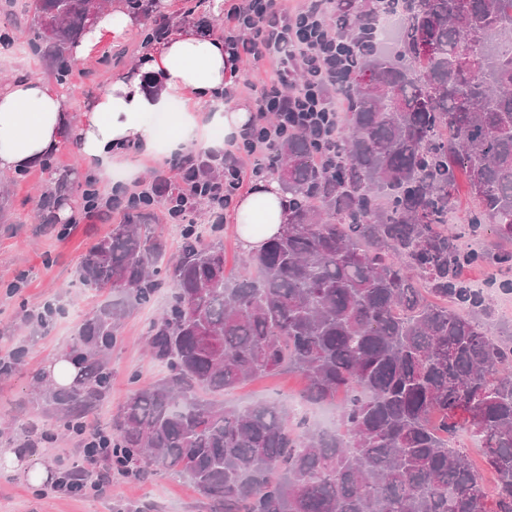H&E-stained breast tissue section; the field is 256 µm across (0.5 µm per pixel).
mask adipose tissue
Instances as JSON below:
<instances>
[{
  "instance_id": "obj_1",
  "label": "adipose tissue",
  "mask_w": 512,
  "mask_h": 512,
  "mask_svg": "<svg viewBox=\"0 0 512 512\" xmlns=\"http://www.w3.org/2000/svg\"><path fill=\"white\" fill-rule=\"evenodd\" d=\"M134 26V19L122 10L98 14L73 46L72 60H86L103 36L127 38ZM233 78L234 64L223 39L192 28L170 32L145 51L139 66L113 76L104 89L87 96L77 121L70 116L61 87L31 75L17 76L0 86V171L36 166L74 138L85 166L108 172L129 143L157 152L156 130L148 119L160 113L170 121L168 147L172 150L205 123L222 125L225 136H232L252 118L245 104L227 106L220 99ZM187 93L208 106L209 115L175 111V104ZM291 202L272 177L257 181L240 197L232 221L245 251L259 250L283 231Z\"/></svg>"
}]
</instances>
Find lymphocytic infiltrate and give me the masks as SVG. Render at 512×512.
I'll return each instance as SVG.
<instances>
[{
	"label": "lymphocytic infiltrate",
	"mask_w": 512,
	"mask_h": 512,
	"mask_svg": "<svg viewBox=\"0 0 512 512\" xmlns=\"http://www.w3.org/2000/svg\"><path fill=\"white\" fill-rule=\"evenodd\" d=\"M333 9V0H226L224 49L235 62L249 63L252 76L234 81L224 99H250L251 122L223 148L176 155L169 168L179 176V191L168 190L160 168L150 183L119 186L108 197L89 184L84 216L101 219L159 204L170 223L182 224L203 203L212 223H225L239 194L278 166V142L299 130L314 143L316 164H340L336 144L347 101L337 81L354 42L338 34ZM211 165L221 167V178L201 180Z\"/></svg>",
	"instance_id": "1"
}]
</instances>
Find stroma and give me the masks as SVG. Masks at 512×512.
Here are the masks:
<instances>
[{
    "label": "stroma",
    "instance_id": "1",
    "mask_svg": "<svg viewBox=\"0 0 512 512\" xmlns=\"http://www.w3.org/2000/svg\"><path fill=\"white\" fill-rule=\"evenodd\" d=\"M157 10L166 16L170 28L191 27L214 34L220 31L222 13L215 10L213 0H204L189 17L182 14L178 0H158ZM1 30L9 31L13 37L14 52L8 57L0 55V80L22 70L52 79L48 61L29 48L31 31L0 7ZM146 49L140 31L125 40L103 37L88 60L71 69L73 84L82 89L80 95L69 99L72 111H80L86 94L103 89L111 75L136 63ZM165 162L162 155L146 159L129 152L125 164L114 167L109 178L98 179L97 186L102 195L108 196L113 186L133 178L151 181L154 168ZM61 176L69 182L67 199L81 201L90 173L82 166L76 141H69L50 156L47 164L9 174L7 203L0 209V349H26L18 371L0 376V456L16 449L22 429L39 431L47 427L53 434L52 442L24 451L28 465L46 468L47 483L33 485L15 468L0 463V512H140L145 505L150 506L151 512H209L206 499L180 475L141 479L116 473L110 487L88 495L66 494L52 483L62 465L82 463V445L77 436L60 427L53 415L33 404L30 384L60 356L82 320L101 301L100 295L79 286L77 258L123 220L117 213L106 224L90 220L46 223L39 202ZM168 296V290H161L124 320L122 342L111 357L112 392L95 412L94 425L109 426L133 391L164 376V368L145 352L143 339L150 321L165 309ZM48 305L55 308L48 322L29 321L30 312ZM303 387L301 377L284 373L227 390L224 403L239 408L260 401L287 406L299 400Z\"/></svg>",
    "mask_w": 512,
    "mask_h": 512
}]
</instances>
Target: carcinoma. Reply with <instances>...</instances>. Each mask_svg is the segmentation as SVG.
<instances>
[{
    "label": "carcinoma",
    "instance_id": "1",
    "mask_svg": "<svg viewBox=\"0 0 512 512\" xmlns=\"http://www.w3.org/2000/svg\"><path fill=\"white\" fill-rule=\"evenodd\" d=\"M155 0H126L151 22ZM408 68L358 44L330 172L307 136L281 141L276 173L294 197L286 228L226 273L223 232L183 229L166 267L150 214L124 216L81 258L80 284L119 298L88 314L64 356L69 386L34 378L39 404L85 448H112L124 474L187 477L212 512H512V344L489 335L485 293L463 279L489 233L512 244V0H397ZM350 23L368 0H340ZM94 0H31L34 39L70 83L68 47ZM462 171L476 203L448 227ZM512 291V250L492 257ZM171 289L147 330L167 374L112 418V349L130 311ZM288 370L312 405H336L328 431L281 404L224 406V391ZM470 434L495 472L484 484L448 434Z\"/></svg>",
    "mask_w": 512,
    "mask_h": 512
}]
</instances>
